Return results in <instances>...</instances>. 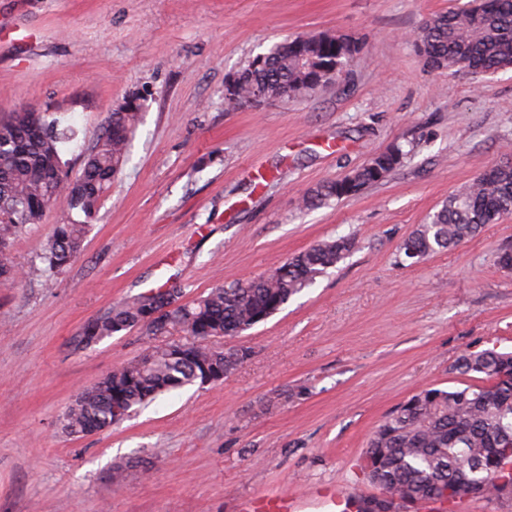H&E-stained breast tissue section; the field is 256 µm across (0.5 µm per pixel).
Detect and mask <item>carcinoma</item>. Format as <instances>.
Wrapping results in <instances>:
<instances>
[{
	"instance_id": "1",
	"label": "carcinoma",
	"mask_w": 512,
	"mask_h": 512,
	"mask_svg": "<svg viewBox=\"0 0 512 512\" xmlns=\"http://www.w3.org/2000/svg\"><path fill=\"white\" fill-rule=\"evenodd\" d=\"M415 43L429 66L450 73L493 74L512 66V0H475L471 8L435 14L424 21ZM357 52L350 40L328 32L296 36L265 52L224 88V103L237 109L258 92L274 101L304 99L331 71L341 78ZM140 123V105L112 113L86 157L81 173L70 180L58 143L74 132L59 128L40 112H13L0 119V254L24 229L39 224L46 208L66 200L68 217L55 226L41 259V275L51 278L83 251L99 202L112 185ZM405 155L396 146L339 180L307 192L303 205L316 208L331 199L357 194L384 180ZM512 214V166L493 167L466 190L453 195L400 245L408 259H423L475 236L482 225ZM356 247L350 237L324 240L286 260L266 276L211 289L189 304L144 328L148 354L115 369L81 391L62 417L63 429L81 435L115 423L111 391L125 393L132 411L160 395L202 383L203 366L229 374L244 363V347L217 352L204 341L187 340L196 324L206 323L216 336L233 338L271 316L311 286ZM164 289L130 297L89 321L74 339L85 349L137 327L136 320ZM186 337L193 357L177 354L173 335ZM452 373L463 378L448 390L427 387L388 413L372 433L361 471L382 490L357 512H393L390 501H453L479 498L491 504L512 498V353L495 348L468 350Z\"/></svg>"
}]
</instances>
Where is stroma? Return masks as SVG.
<instances>
[{"label": "stroma", "mask_w": 512, "mask_h": 512, "mask_svg": "<svg viewBox=\"0 0 512 512\" xmlns=\"http://www.w3.org/2000/svg\"><path fill=\"white\" fill-rule=\"evenodd\" d=\"M469 0H0V116L54 112L71 173L109 116L143 119L84 251L36 275L65 201L10 249L0 284V512H235L240 497L340 483L378 495L359 460L383 418L457 385L467 350L512 351V215L426 258L399 247L484 170L512 161V68L429 67L414 36ZM356 43L346 78L300 101L235 110L226 80L290 36ZM383 181L307 209L302 194L386 149ZM355 249L223 347L222 382L159 397L111 427L61 426L77 394L140 356V330L77 350L82 327L164 285L187 303L267 275L320 241Z\"/></svg>", "instance_id": "stroma-1"}]
</instances>
